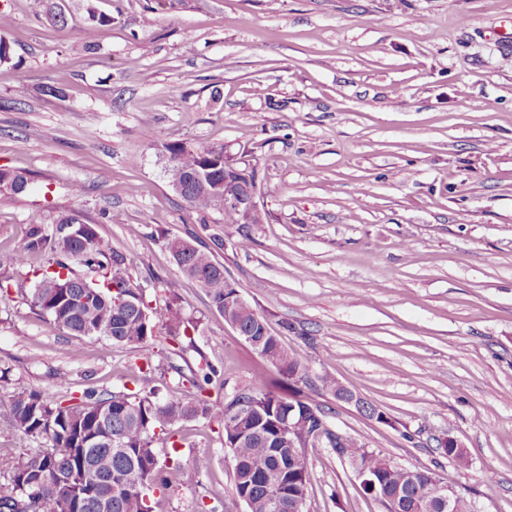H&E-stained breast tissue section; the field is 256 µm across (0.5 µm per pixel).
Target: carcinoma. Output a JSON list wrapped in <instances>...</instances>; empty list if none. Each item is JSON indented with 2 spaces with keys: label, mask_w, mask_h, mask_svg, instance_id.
<instances>
[{
  "label": "carcinoma",
  "mask_w": 512,
  "mask_h": 512,
  "mask_svg": "<svg viewBox=\"0 0 512 512\" xmlns=\"http://www.w3.org/2000/svg\"><path fill=\"white\" fill-rule=\"evenodd\" d=\"M170 166L184 173L179 195L197 215L199 223L218 212L223 216L225 237L195 246L182 239H164L183 277L202 288L211 306L224 314L234 302L235 288L224 287V264L216 252L229 243L245 250L251 243V225L243 223L237 210L220 204L212 187L221 185L227 194L243 193L249 182L236 159L224 154V145L191 147L184 143L165 145ZM29 185L28 174L0 168V206L13 203ZM50 255L48 265L36 267L32 260ZM73 259L82 268L75 272ZM0 268L12 277L35 278L28 298L31 309L73 336L104 339L113 344L144 348L156 337L151 307L140 285L125 268L122 254L104 243L99 224L80 223L76 215L59 218L55 228L43 219L31 220L25 245L0 253ZM169 296L163 326L171 336L196 331L199 321L186 315L180 304L181 282L164 283ZM241 327L262 340L259 355L274 364L290 381L303 380L308 356L284 349L268 331L266 318L252 306L238 308ZM220 378L210 365L191 371V384L199 395L192 403L175 396L154 398V391L135 394L85 391L81 397L48 400L33 389L20 388L12 396L8 420L13 429L49 443L43 452L14 459L9 482L0 486V512H152L147 490L165 487L168 478L159 466L153 439L160 432L172 439L174 428L184 421L215 419L224 425V447L233 460L234 487L248 512H293L295 501L306 496L310 480L307 461L294 464L305 453L307 439L325 434L332 447L349 463H360L375 480L364 486L385 512H448L443 495L453 491V478L445 479L428 468H404L382 450H370L359 439L336 435L328 428V412L312 405L298 388L284 394L274 390H243L217 404L205 392ZM253 404L248 421L234 409L240 402ZM293 418V431L284 428ZM296 439L295 447L288 437ZM441 454L457 466L467 464L463 449L453 441L437 444ZM123 483V489L114 486Z\"/></svg>",
  "instance_id": "cac0c4a2"
}]
</instances>
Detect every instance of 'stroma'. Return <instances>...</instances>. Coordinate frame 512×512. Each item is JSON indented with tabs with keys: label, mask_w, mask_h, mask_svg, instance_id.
<instances>
[{
	"label": "stroma",
	"mask_w": 512,
	"mask_h": 512,
	"mask_svg": "<svg viewBox=\"0 0 512 512\" xmlns=\"http://www.w3.org/2000/svg\"><path fill=\"white\" fill-rule=\"evenodd\" d=\"M1 13L13 56L0 167L32 180L0 207V251L24 245L33 214H80L154 311L181 279L199 326L147 351L73 336L30 310L33 281L0 269V485L12 459L46 446L3 417L20 387L55 400L150 379L190 403L208 362L225 394L288 392L156 236L224 231L217 214L201 228L169 184L163 146L183 142L256 162L267 220L249 250L217 257L283 347L306 350L300 389L329 408L330 430L403 467L457 472L474 512H512V0H0ZM325 377L380 418L337 401ZM445 436L466 467L438 453ZM154 446L168 470L208 466L152 489L153 512H247L221 424L193 419ZM306 457L307 512H384L327 438Z\"/></svg>",
	"instance_id": "stroma-1"
}]
</instances>
